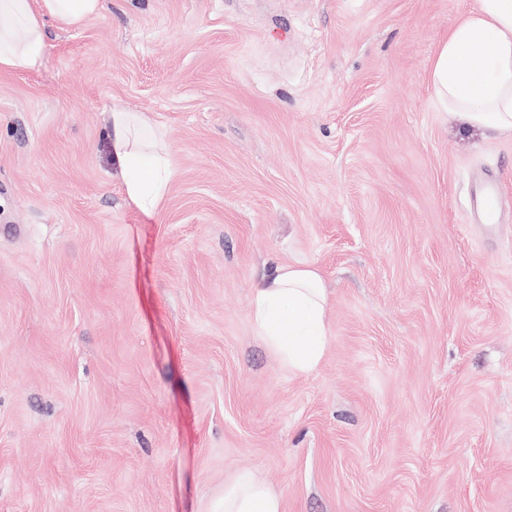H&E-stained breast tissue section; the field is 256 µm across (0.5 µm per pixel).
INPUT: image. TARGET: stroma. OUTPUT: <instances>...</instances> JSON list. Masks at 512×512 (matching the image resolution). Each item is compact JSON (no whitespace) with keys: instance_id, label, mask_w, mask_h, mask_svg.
Instances as JSON below:
<instances>
[{"instance_id":"stroma-1","label":"stroma","mask_w":512,"mask_h":512,"mask_svg":"<svg viewBox=\"0 0 512 512\" xmlns=\"http://www.w3.org/2000/svg\"><path fill=\"white\" fill-rule=\"evenodd\" d=\"M479 0H106L0 69V512H512V134L438 107ZM174 177L131 205L113 107ZM504 206L488 226L475 194ZM318 268L289 371L252 286ZM329 296L320 271L309 265H279L252 289L250 317L257 336L288 370L317 368L327 350ZM209 512H283L281 496L255 477L243 476L224 489Z\"/></svg>"}]
</instances>
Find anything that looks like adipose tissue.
<instances>
[{
    "mask_svg": "<svg viewBox=\"0 0 512 512\" xmlns=\"http://www.w3.org/2000/svg\"><path fill=\"white\" fill-rule=\"evenodd\" d=\"M103 0H0V67L32 71L45 51L44 18L73 28L97 17ZM439 106L470 126L512 133V0H479L437 47L430 70ZM109 139L128 200L152 216L164 201L174 169L169 151L156 148L152 121L113 107ZM329 296L320 271L280 265L253 288L250 317L257 336L288 370L317 368L327 350ZM210 512H283L279 494L244 476L214 500Z\"/></svg>",
    "mask_w": 512,
    "mask_h": 512,
    "instance_id": "adipose-tissue-1",
    "label": "adipose tissue"
}]
</instances>
